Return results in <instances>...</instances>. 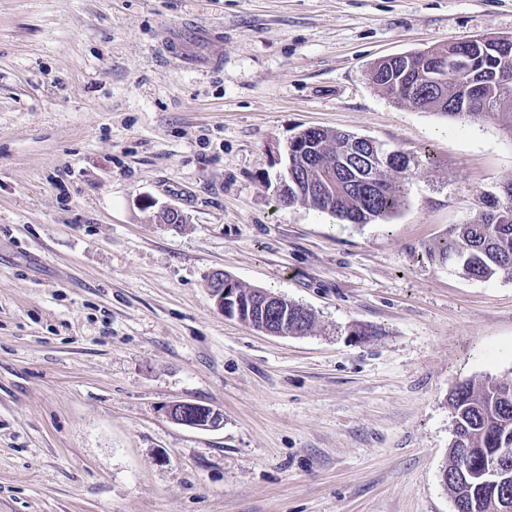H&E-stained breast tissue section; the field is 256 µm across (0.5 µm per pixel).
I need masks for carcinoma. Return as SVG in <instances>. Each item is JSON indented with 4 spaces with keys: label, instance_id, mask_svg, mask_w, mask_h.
I'll return each instance as SVG.
<instances>
[{
    "label": "carcinoma",
    "instance_id": "cac0c4a2",
    "mask_svg": "<svg viewBox=\"0 0 512 512\" xmlns=\"http://www.w3.org/2000/svg\"><path fill=\"white\" fill-rule=\"evenodd\" d=\"M461 45L450 42L406 54L412 62H377L371 71L373 84L398 107H413L447 118L493 121L512 136V82L499 85L498 72L512 73V48L503 56L497 52L481 57V78L485 98L464 94L453 79L439 84L419 81L421 62L430 56L452 55ZM418 83L414 94H405L401 85ZM374 141L346 132L308 128L288 145L287 176L276 193L285 205L300 202L329 212L347 224H369L386 220L401 206L399 183L408 175L409 159L397 150L383 161L373 148ZM485 209L468 224H454L445 236L426 250L427 258L442 265L452 263L461 273L475 280L497 277L512 279V177L499 187V194L482 197ZM244 300L264 295L275 298L267 310L265 325L277 327L288 319L295 335L307 334L313 327L312 313L301 305L267 290L249 289L235 283ZM453 411V436L466 435L471 444L461 448L451 444V462L444 471V482L454 494L462 512H496L499 499L512 498V484L482 473L485 457L505 446H512V384L488 382L475 387L462 382L449 395ZM471 468L470 477L457 482L454 474L461 463Z\"/></svg>",
    "mask_w": 512,
    "mask_h": 512
}]
</instances>
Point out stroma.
<instances>
[{
	"instance_id": "1",
	"label": "stroma",
	"mask_w": 512,
	"mask_h": 512,
	"mask_svg": "<svg viewBox=\"0 0 512 512\" xmlns=\"http://www.w3.org/2000/svg\"><path fill=\"white\" fill-rule=\"evenodd\" d=\"M478 35H512V0H0V512H455L448 396L512 382V280L426 250L512 136L370 70ZM309 127L409 157L393 218L275 203ZM215 270L313 330L224 317ZM175 422L198 429H216L222 426L224 414L220 409L191 402H178L167 410Z\"/></svg>"
}]
</instances>
